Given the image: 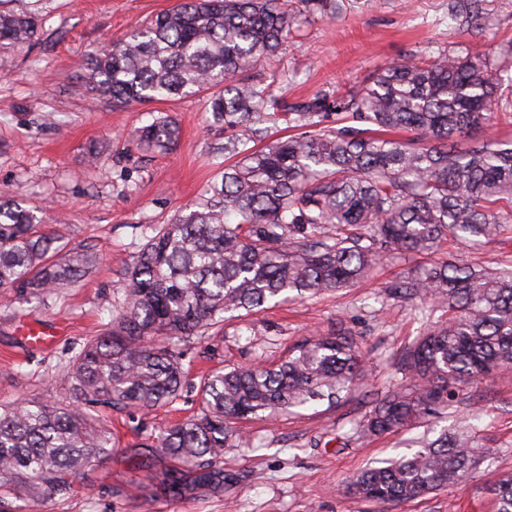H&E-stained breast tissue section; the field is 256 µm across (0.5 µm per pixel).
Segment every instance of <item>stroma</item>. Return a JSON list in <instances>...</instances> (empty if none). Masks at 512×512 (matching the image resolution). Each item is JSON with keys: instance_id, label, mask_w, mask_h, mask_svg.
Segmentation results:
<instances>
[{"instance_id": "obj_1", "label": "stroma", "mask_w": 512, "mask_h": 512, "mask_svg": "<svg viewBox=\"0 0 512 512\" xmlns=\"http://www.w3.org/2000/svg\"><path fill=\"white\" fill-rule=\"evenodd\" d=\"M178 2L0 0V8L31 12L40 21L33 42L0 48V196L44 208L45 233L64 249L96 258L90 276L46 303L0 302V405L69 404L63 365L85 339L110 329L126 269L147 237L195 203L221 170L212 151L225 130L214 123L206 93L116 107L92 99L85 84L88 54ZM483 6L487 21L462 30L448 17V0H336L331 17L305 13L294 0L300 17L286 49L262 61L251 79L296 107L319 92L361 84L387 63L441 47L461 57L489 55L498 74L510 78L512 0H484ZM161 116L179 125L177 147L159 153L133 145L130 133ZM432 258L510 269L512 223L490 242H441ZM423 262L415 255L385 256L367 281L241 313L225 321L221 336L192 340L181 396L143 414L101 413L116 442L111 459L87 468L68 501L28 504L24 512H494L491 487L512 473V370L467 386L438 423L450 429L460 417H472L475 443L487 453L461 482L399 505L358 500L345 491L366 467L409 453L429 428L423 421L381 436L356 429L398 378L400 350L445 318L429 302L383 298L386 283ZM28 319L58 322L65 331L53 348L30 351L17 334ZM339 326L350 329L366 352L367 378L336 403L239 421L246 443L224 451L225 467L250 473L236 496L172 500L142 493L160 477L144 445L199 412L202 376L234 364L279 362L293 344Z\"/></svg>"}]
</instances>
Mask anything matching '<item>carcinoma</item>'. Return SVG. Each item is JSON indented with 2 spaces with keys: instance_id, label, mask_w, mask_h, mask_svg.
Wrapping results in <instances>:
<instances>
[{
  "instance_id": "cac0c4a2",
  "label": "carcinoma",
  "mask_w": 512,
  "mask_h": 512,
  "mask_svg": "<svg viewBox=\"0 0 512 512\" xmlns=\"http://www.w3.org/2000/svg\"><path fill=\"white\" fill-rule=\"evenodd\" d=\"M290 0H182L86 59L89 92L115 105L213 90L214 121L238 129L224 143V172L191 209L156 229L126 272L112 328L93 336L62 372L73 400L0 407V512L67 501L91 463L112 456L98 406L150 410L180 396L183 345L293 293L344 288L391 254H429L443 240L490 239L512 222V142L476 141L491 118L501 81L489 56L440 50L379 69L336 95V127H322L327 95L296 112L300 132L264 146L260 124L288 105L250 81L263 59L286 49L297 21ZM484 0H452L462 25L487 20ZM38 17L0 11V45L37 38ZM180 130L159 117L132 135L138 147L167 151ZM466 140L468 145L459 147ZM46 213L0 200V293L24 301L69 288L93 260L62 252L38 231ZM388 299L430 300L448 312L409 347L394 383L359 424L382 435L436 417L463 388L512 369V270L464 261L420 265L385 285ZM366 356L338 329L294 344L278 364L212 372L198 415L162 431L147 451L170 466L161 493L182 499L224 495L244 472L224 468L239 436L234 421L262 418L350 389ZM417 450L360 472L351 495L378 503L421 498L457 482L484 457L468 429L428 434ZM496 512H512V475L492 489Z\"/></svg>"
}]
</instances>
